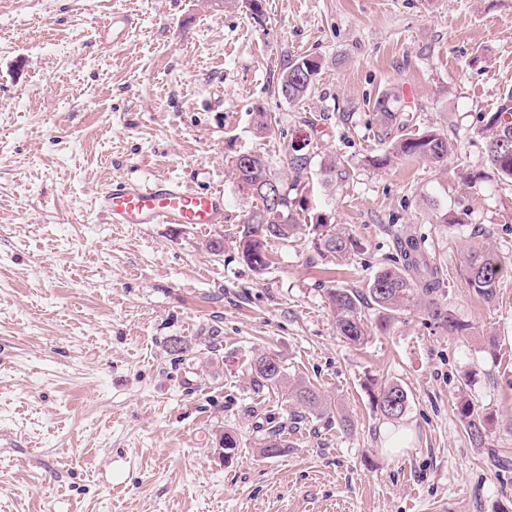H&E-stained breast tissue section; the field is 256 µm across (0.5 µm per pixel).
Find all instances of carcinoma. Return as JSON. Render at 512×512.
I'll return each instance as SVG.
<instances>
[{
	"instance_id": "carcinoma-1",
	"label": "carcinoma",
	"mask_w": 512,
	"mask_h": 512,
	"mask_svg": "<svg viewBox=\"0 0 512 512\" xmlns=\"http://www.w3.org/2000/svg\"><path fill=\"white\" fill-rule=\"evenodd\" d=\"M319 68V62L308 57L290 62L279 81L281 96L290 102L303 101L314 88ZM375 107L382 112L386 125L404 126L401 113L388 97L377 99ZM487 128L491 131L487 148L488 161L504 178L512 180V93L490 114ZM288 149V168L295 174V184L298 185L300 178L311 168L314 148L307 142L299 148L290 145ZM451 152V143L445 135L426 129L393 142L389 150L372 157L371 163L384 167L394 158H411L442 165L448 161ZM248 156V152L238 154L233 160V166L239 191H247V196L254 199L256 205L249 210L236 239L242 260L255 272L262 274L272 264L267 242H287L295 238L306 219L297 210L296 198L291 196L288 188L272 172L269 161L263 157L244 167L241 161ZM272 184L279 190V200L274 202L265 196V187ZM396 239L397 258L377 272L366 288L327 290L336 330L351 344L359 345L367 339L366 311L371 309L377 311L378 322L375 328L380 331L387 330L399 315L417 309L428 311L435 323L452 333L463 330V326L455 322L447 309L437 301L443 280L438 267L422 246V241L412 235H398ZM318 240L316 249L322 257H344L359 249L357 239L334 227L319 233ZM506 271L504 258L493 248L473 246L468 249L463 274L468 287L482 299L489 302L495 298L499 280ZM253 371V384L259 389L280 387L283 384L282 366L267 354H261L254 360ZM288 399L309 413L327 409V402L319 391L302 382L288 385ZM407 402L405 389L394 384L385 386L375 396L377 409L390 420L403 416ZM457 414L469 438L476 445H483L487 418L465 398L460 399ZM267 424L269 427L263 430L261 438L263 453L276 456L285 452L289 445L283 427L272 419Z\"/></svg>"
}]
</instances>
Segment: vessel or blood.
<instances>
[{"instance_id": "1", "label": "vessel or blood", "mask_w": 512, "mask_h": 512, "mask_svg": "<svg viewBox=\"0 0 512 512\" xmlns=\"http://www.w3.org/2000/svg\"><path fill=\"white\" fill-rule=\"evenodd\" d=\"M97 206L110 224L207 225L224 219L223 196L193 193L175 180L107 187L100 191Z\"/></svg>"}]
</instances>
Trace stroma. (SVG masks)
<instances>
[{"label":"stroma","mask_w":512,"mask_h":512,"mask_svg":"<svg viewBox=\"0 0 512 512\" xmlns=\"http://www.w3.org/2000/svg\"><path fill=\"white\" fill-rule=\"evenodd\" d=\"M303 56L321 72L291 103L277 85ZM510 92L512 0H265L260 22L247 0H0V512H512V274L490 302L462 275L474 244L512 263V183L485 127ZM383 95L407 128L385 124ZM429 128L446 166L369 165ZM305 135L307 221L360 250L326 261L309 228L256 273L233 238L253 201L232 161L257 151L292 183ZM324 158L348 180L324 185ZM165 179L222 193L223 223L115 225L95 207L108 185ZM396 229L423 239L463 331L421 310L348 344L325 291L366 287ZM262 353L331 415L294 419L257 390ZM389 384L408 393L393 421L374 402ZM462 395L490 419L484 446ZM311 142H306L304 146L296 148L288 144V168L295 174L294 186H299L300 178L311 168L312 160L315 156L314 148L311 147ZM291 150V152H289ZM457 414L469 438L478 446L484 444L488 420L472 402L462 397L457 405ZM267 424L271 426L263 430L261 438L263 453L268 456H276L285 452L290 446L288 445V438L284 433L282 425L275 423L272 419H269Z\"/></svg>","instance_id":"35a3bbf8"}]
</instances>
